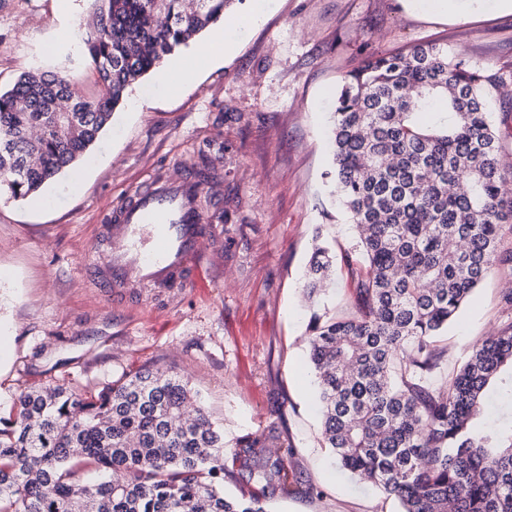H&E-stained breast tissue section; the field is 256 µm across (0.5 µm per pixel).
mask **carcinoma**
Listing matches in <instances>:
<instances>
[{"instance_id": "obj_1", "label": "carcinoma", "mask_w": 512, "mask_h": 512, "mask_svg": "<svg viewBox=\"0 0 512 512\" xmlns=\"http://www.w3.org/2000/svg\"><path fill=\"white\" fill-rule=\"evenodd\" d=\"M81 41L99 90L28 71L0 91V197L37 193L76 163L127 88L238 0H93ZM499 84L464 54L418 45L367 59L341 81L328 173L356 231L341 258L318 245L304 296L343 266L358 314H314L306 338L337 462L396 499L400 512H512V321L475 343L437 387L436 337L498 266L512 222V179L486 108ZM74 98L78 111L57 112ZM194 174L211 181L199 150ZM189 380L146 369L79 397L46 383L21 393L0 427V512H269L295 491L275 422L224 452V431ZM239 495L224 493V479Z\"/></svg>"}]
</instances>
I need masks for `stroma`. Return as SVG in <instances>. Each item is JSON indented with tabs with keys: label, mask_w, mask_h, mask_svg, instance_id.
Wrapping results in <instances>:
<instances>
[{
	"label": "stroma",
	"mask_w": 512,
	"mask_h": 512,
	"mask_svg": "<svg viewBox=\"0 0 512 512\" xmlns=\"http://www.w3.org/2000/svg\"><path fill=\"white\" fill-rule=\"evenodd\" d=\"M260 21L229 29L228 56L196 63L190 47L164 65L195 66L178 89L146 77L141 106L122 103L77 163L26 199L0 200V416L29 387L52 381L96 393L145 367L188 377L225 442L277 422L301 486L271 512H398L395 500L341 471L321 439L301 299L316 237L337 253L355 243L325 178L336 91L366 58L437 43L463 51L512 85V14L442 22L403 0H242ZM91 0H0V89L31 69L67 67L86 97L93 67L69 42ZM222 155L221 195L202 189L205 215L224 214V238L196 287L167 298L147 288L117 298L83 260L99 227L161 175L192 170L199 150ZM512 271L490 274L439 338L448 376L499 328Z\"/></svg>",
	"instance_id": "35a3bbf8"
}]
</instances>
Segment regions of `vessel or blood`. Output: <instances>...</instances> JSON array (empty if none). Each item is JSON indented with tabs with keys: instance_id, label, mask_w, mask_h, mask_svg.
<instances>
[{
	"instance_id": "b4317fda",
	"label": "vessel or blood",
	"mask_w": 512,
	"mask_h": 512,
	"mask_svg": "<svg viewBox=\"0 0 512 512\" xmlns=\"http://www.w3.org/2000/svg\"><path fill=\"white\" fill-rule=\"evenodd\" d=\"M199 191L191 176L162 179L149 190L133 195L104 225L102 236L112 242L106 264L89 252L84 265L89 272L104 269L111 288L132 290L194 287L191 276L220 240L224 228L206 224L195 211Z\"/></svg>"
}]
</instances>
